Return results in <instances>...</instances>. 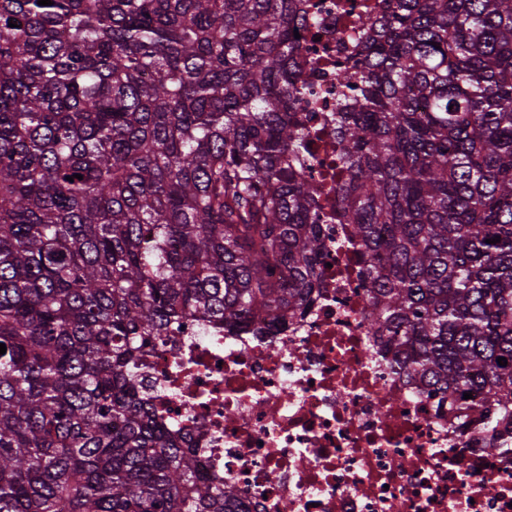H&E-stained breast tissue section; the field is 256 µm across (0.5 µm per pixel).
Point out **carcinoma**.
I'll return each mask as SVG.
<instances>
[{
	"instance_id": "1",
	"label": "carcinoma",
	"mask_w": 512,
	"mask_h": 512,
	"mask_svg": "<svg viewBox=\"0 0 512 512\" xmlns=\"http://www.w3.org/2000/svg\"><path fill=\"white\" fill-rule=\"evenodd\" d=\"M51 2L0 0V512H237L141 376L318 286L300 0ZM336 99L371 330L512 449V0H383Z\"/></svg>"
}]
</instances>
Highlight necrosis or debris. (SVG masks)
<instances>
[{
    "instance_id": "4bbe7bcc",
    "label": "necrosis or debris",
    "mask_w": 512,
    "mask_h": 512,
    "mask_svg": "<svg viewBox=\"0 0 512 512\" xmlns=\"http://www.w3.org/2000/svg\"><path fill=\"white\" fill-rule=\"evenodd\" d=\"M334 2L302 0L297 26L296 65L315 93L295 110L324 241L309 310L260 333L186 321L149 355L150 405L195 449L206 480L237 488L243 512H512V452L461 432L367 328L328 147L334 73L355 60L363 26Z\"/></svg>"
}]
</instances>
